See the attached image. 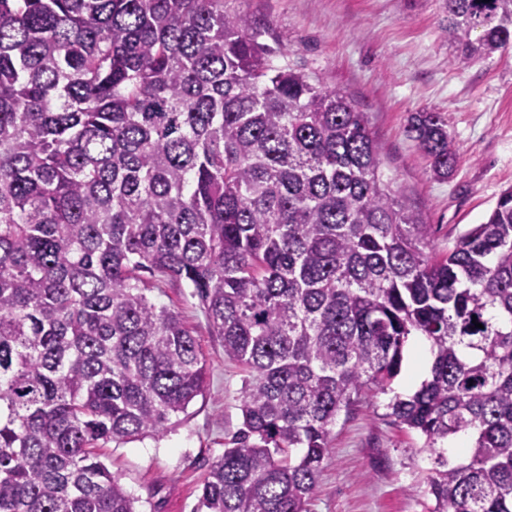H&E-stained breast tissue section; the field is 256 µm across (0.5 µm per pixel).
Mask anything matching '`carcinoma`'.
<instances>
[{
    "label": "carcinoma",
    "instance_id": "carcinoma-1",
    "mask_svg": "<svg viewBox=\"0 0 512 512\" xmlns=\"http://www.w3.org/2000/svg\"><path fill=\"white\" fill-rule=\"evenodd\" d=\"M446 8L459 65L512 46V0ZM268 34L224 0H0V512H139L98 449L207 386L163 282L245 372L200 512H309L338 416L415 336L430 375L387 409L433 456L429 512H512V187L435 251L367 114ZM407 133L448 178L442 113Z\"/></svg>",
    "mask_w": 512,
    "mask_h": 512
}]
</instances>
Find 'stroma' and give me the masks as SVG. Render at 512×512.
I'll list each match as a JSON object with an SVG mask.
<instances>
[{
    "instance_id": "obj_1",
    "label": "stroma",
    "mask_w": 512,
    "mask_h": 512,
    "mask_svg": "<svg viewBox=\"0 0 512 512\" xmlns=\"http://www.w3.org/2000/svg\"><path fill=\"white\" fill-rule=\"evenodd\" d=\"M269 23L291 66L345 92L367 113L384 176L447 249L482 223L512 187V47L458 65L443 37L444 0H224ZM442 113L458 149L444 180L407 134L411 115ZM179 308L208 370L205 393L163 432L101 448L141 512H196L202 480L242 424V369L224 356L189 289L153 291ZM388 395L367 397L336 422L310 512H429L433 466L420 438L388 416Z\"/></svg>"
}]
</instances>
